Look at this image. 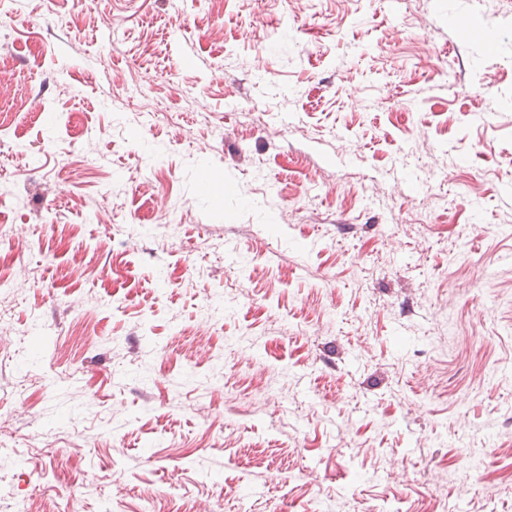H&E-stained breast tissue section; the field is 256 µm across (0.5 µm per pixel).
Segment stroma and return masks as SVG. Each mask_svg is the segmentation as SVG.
Returning a JSON list of instances; mask_svg holds the SVG:
<instances>
[{"mask_svg":"<svg viewBox=\"0 0 512 512\" xmlns=\"http://www.w3.org/2000/svg\"><path fill=\"white\" fill-rule=\"evenodd\" d=\"M0 512H512V0H0Z\"/></svg>","mask_w":512,"mask_h":512,"instance_id":"35a3bbf8","label":"stroma"}]
</instances>
